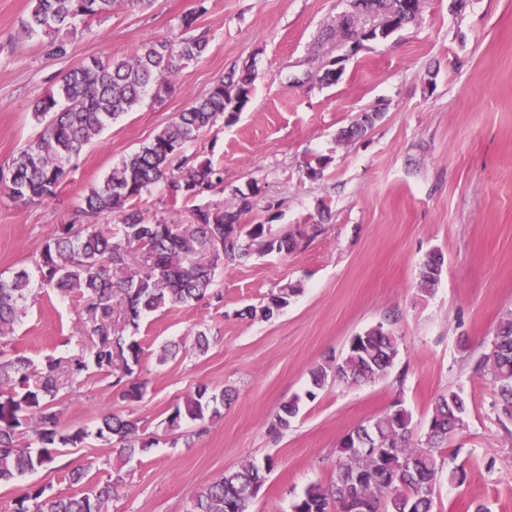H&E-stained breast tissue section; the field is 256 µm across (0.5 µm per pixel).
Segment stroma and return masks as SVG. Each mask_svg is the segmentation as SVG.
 Segmentation results:
<instances>
[{"mask_svg":"<svg viewBox=\"0 0 512 512\" xmlns=\"http://www.w3.org/2000/svg\"><path fill=\"white\" fill-rule=\"evenodd\" d=\"M196 0H153L146 9L118 6L89 31L71 37L69 53L48 56L42 40L23 33L28 0H0V168L11 165L39 127L31 103L71 68L93 57H126L176 34ZM196 30L208 39L202 60L182 65L162 103L145 98L114 121L75 161L53 201L23 204L0 193V276L35 271L43 243L69 223L84 192L112 166L151 140L175 113L233 71H254L248 103L225 114L188 144L192 161H212L224 184L197 198L231 208L236 192L253 197L242 223L274 236L295 235L287 254L256 252L218 269L221 302L168 305L141 318L145 353L137 368L147 386L138 401L119 400L112 379L96 370L64 379L57 396L62 427L95 429L118 413L138 422L152 447L120 460L89 438L65 450L52 469L0 487V512H14L29 487L69 495L68 479L106 481L121 465L127 486L110 512H191L214 477L246 462L271 464L249 512H292L309 484L332 483L340 439L401 403L422 438L435 398L461 392L469 411L448 447L463 465V484L439 475L442 512H512V427L492 405L496 391L476 371L500 324L512 317V0H420L407 25L366 41L344 58L342 76L322 82L338 56L351 0H205ZM378 118L352 140L340 133ZM321 177H311V170ZM191 207L173 204L167 182L139 204L152 222L187 224ZM441 254L432 294L419 291V266ZM299 294L270 319L248 316L285 284ZM7 350L34 364L90 351L94 337L74 300L32 281ZM398 338L399 356L374 383L331 382L305 400L309 372L341 358L349 340L375 325ZM208 346L198 349V335ZM179 350L159 362L164 346ZM207 385L234 398L207 425L169 430L176 404ZM299 415L281 433L271 418L289 398Z\"/></svg>","mask_w":512,"mask_h":512,"instance_id":"1","label":"stroma"}]
</instances>
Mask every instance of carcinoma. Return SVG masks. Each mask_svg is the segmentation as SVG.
<instances>
[{"label":"carcinoma","mask_w":512,"mask_h":512,"mask_svg":"<svg viewBox=\"0 0 512 512\" xmlns=\"http://www.w3.org/2000/svg\"><path fill=\"white\" fill-rule=\"evenodd\" d=\"M124 2L146 8L153 0H30L23 22L28 35L47 38L45 48L53 57L68 51L66 36L77 24H89ZM208 40L202 35H173L147 43L128 57H100L69 70L57 89L37 99L32 116L43 126L36 138L25 144L7 171L0 170V188L14 201L45 203L79 157L106 125L138 106L149 92L162 102L161 90L168 78L186 63L203 58ZM252 75H230L214 84L172 118L154 138L113 166L106 178L88 189L80 209L67 224H60L41 248L36 269L40 284L63 298L76 299L86 307L97 336L91 356L73 354L64 361H49L34 378L31 362L24 356L0 351V484L49 467L64 448H78L90 436L116 442L129 455L144 452L153 442L143 437L138 422L108 414L91 434L83 427L63 429L55 410L57 371L65 366L71 377L95 368L112 377V386L123 400H138L146 384L136 376L144 350L124 329L112 324L114 299L124 306L126 324L136 328L140 318L166 305L221 300L213 290L218 263L246 261L253 251L291 252L297 246L292 235L271 237L262 224H241V216L253 208L241 193L228 209L196 207L189 224L150 223L137 207L144 193L156 183H168L172 203L188 202L224 184V170L211 161L195 165L182 155L185 145L212 129L226 112L241 110L249 100ZM118 214V224L104 228L103 216ZM142 253L146 265L133 267L129 256ZM442 274L439 256H427L419 269L418 289L430 294ZM30 277L25 271L9 279L0 278V338L13 333L14 325L30 296ZM299 288L286 285L267 297L251 317L271 318ZM398 339L384 325L373 326L350 340L342 358L319 364L310 371L311 389L328 380L350 386L375 382L395 364ZM477 369L487 370L497 388L492 405L499 420L512 421V318L499 327L488 352ZM228 394L216 395L203 384L167 417L168 427L181 423L212 421L221 416L218 405ZM300 411V398L280 405L270 429L290 426ZM467 402L459 391L437 396L424 439L412 443L413 419L396 407L349 431L341 440L331 485L314 483L293 505V512H439L437 477L448 471V480L463 483L466 472L456 465L445 445L464 424ZM383 436L393 443L388 458L358 456L353 448ZM266 479V470L253 462L209 482L198 493L192 512H248ZM124 485L121 469L89 489L60 496L45 487L24 492L16 500L15 512H107L108 502Z\"/></svg>","instance_id":"carcinoma-1"}]
</instances>
